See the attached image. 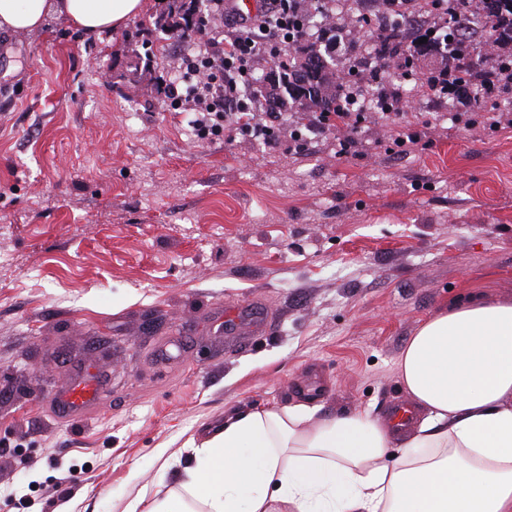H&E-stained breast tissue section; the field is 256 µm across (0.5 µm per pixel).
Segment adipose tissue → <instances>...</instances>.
<instances>
[{
  "label": "adipose tissue",
  "mask_w": 512,
  "mask_h": 512,
  "mask_svg": "<svg viewBox=\"0 0 512 512\" xmlns=\"http://www.w3.org/2000/svg\"><path fill=\"white\" fill-rule=\"evenodd\" d=\"M144 0H0V30L49 17L118 30ZM402 384L422 419L408 434L354 411L242 408L190 445L176 491L125 512H512V303L472 300L423 323Z\"/></svg>",
  "instance_id": "obj_1"
}]
</instances>
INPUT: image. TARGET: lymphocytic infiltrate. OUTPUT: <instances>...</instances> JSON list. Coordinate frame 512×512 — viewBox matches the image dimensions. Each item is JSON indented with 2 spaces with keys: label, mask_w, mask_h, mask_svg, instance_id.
<instances>
[{
  "label": "lymphocytic infiltrate",
  "mask_w": 512,
  "mask_h": 512,
  "mask_svg": "<svg viewBox=\"0 0 512 512\" xmlns=\"http://www.w3.org/2000/svg\"><path fill=\"white\" fill-rule=\"evenodd\" d=\"M225 30L224 40L214 38ZM306 0H266L262 12L249 20L238 18L224 0H205L190 30L189 47L177 53L171 65L181 83L166 82L169 109L190 115L198 140L209 141L237 134L252 141L300 155L308 148L309 134H338V155L344 156L358 143L357 134L368 124L387 129L394 153L410 155L426 150L420 134L403 131V111L412 97L386 90L392 101L384 112L368 109L366 83L360 82L361 67L351 62L349 72L359 85L346 105L335 112H309L292 119L284 112L267 111L252 89L250 76L261 63L287 65L291 48L299 42L318 43Z\"/></svg>",
  "instance_id": "1"
}]
</instances>
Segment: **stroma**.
Returning a JSON list of instances; mask_svg holds the SVG:
<instances>
[{"label": "stroma", "instance_id": "stroma-1", "mask_svg": "<svg viewBox=\"0 0 512 512\" xmlns=\"http://www.w3.org/2000/svg\"><path fill=\"white\" fill-rule=\"evenodd\" d=\"M168 0L95 36L0 33V512H124L163 497L226 412L315 406L385 421L418 328L512 302V128L443 123L430 147L292 156L194 139L153 75ZM251 309L245 334L227 315ZM88 411L57 397L85 372Z\"/></svg>", "mask_w": 512, "mask_h": 512}]
</instances>
